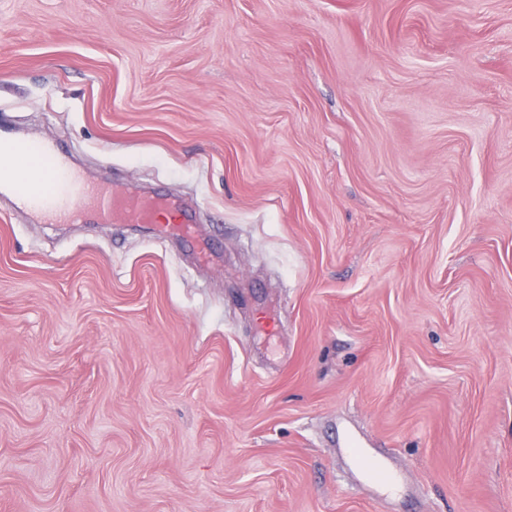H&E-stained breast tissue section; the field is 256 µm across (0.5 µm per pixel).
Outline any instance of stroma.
<instances>
[{
    "label": "stroma",
    "mask_w": 512,
    "mask_h": 512,
    "mask_svg": "<svg viewBox=\"0 0 512 512\" xmlns=\"http://www.w3.org/2000/svg\"><path fill=\"white\" fill-rule=\"evenodd\" d=\"M0 134L195 217L0 189V512H512V0H0ZM347 450L366 468L370 477L379 488L384 491H391L399 486V476L373 461L368 453L363 448H360L356 442L351 441Z\"/></svg>",
    "instance_id": "1"
}]
</instances>
